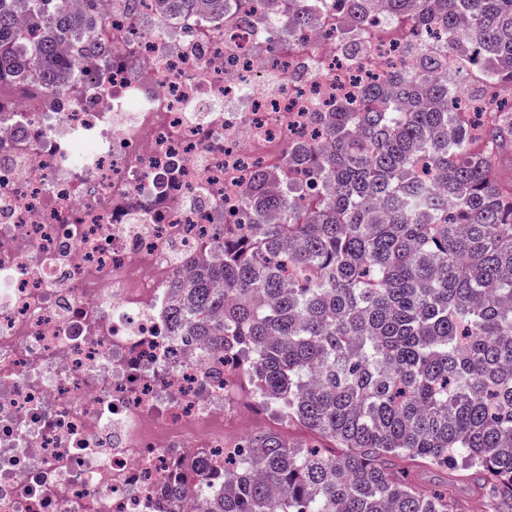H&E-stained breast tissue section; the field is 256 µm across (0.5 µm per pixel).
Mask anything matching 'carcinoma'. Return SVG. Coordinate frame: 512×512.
<instances>
[{"label":"carcinoma","instance_id":"obj_1","mask_svg":"<svg viewBox=\"0 0 512 512\" xmlns=\"http://www.w3.org/2000/svg\"><path fill=\"white\" fill-rule=\"evenodd\" d=\"M225 0H160L168 15ZM327 23L371 0H327ZM68 0H30L37 37L17 41L15 0H0V107L77 100L59 82L71 42L87 72L112 61L100 22ZM393 38L461 19L480 49L478 89L502 87L486 116L462 110L436 70L448 54L388 75L318 112V139L288 151L318 186L274 197L267 173L245 195L251 223L224 226L223 259L173 279L176 334L239 367L254 402L334 451L254 431L224 455L173 468L171 496L203 512H463L387 461L482 481L492 512H512V0H386Z\"/></svg>","mask_w":512,"mask_h":512}]
</instances>
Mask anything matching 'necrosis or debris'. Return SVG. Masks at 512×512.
Instances as JSON below:
<instances>
[{
    "mask_svg": "<svg viewBox=\"0 0 512 512\" xmlns=\"http://www.w3.org/2000/svg\"><path fill=\"white\" fill-rule=\"evenodd\" d=\"M161 17L96 0L112 68L77 102L0 111V512H166L171 467L233 444L234 365L173 335L177 271L216 258L242 189L312 138L338 97L416 60L372 13L293 22L283 0ZM454 96L472 97L456 42Z\"/></svg>",
    "mask_w": 512,
    "mask_h": 512,
    "instance_id": "1",
    "label": "necrosis or debris"
}]
</instances>
